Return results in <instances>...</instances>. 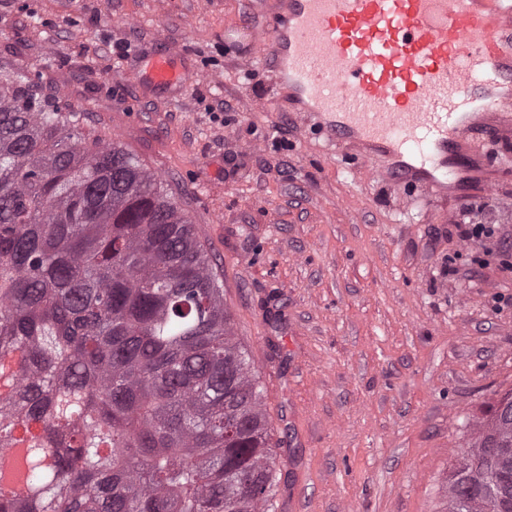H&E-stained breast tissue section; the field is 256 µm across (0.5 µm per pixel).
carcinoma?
I'll return each instance as SVG.
<instances>
[{
  "mask_svg": "<svg viewBox=\"0 0 512 512\" xmlns=\"http://www.w3.org/2000/svg\"><path fill=\"white\" fill-rule=\"evenodd\" d=\"M0 512H274L277 461L221 274L117 141L0 71ZM512 392L457 462L446 512H512Z\"/></svg>",
  "mask_w": 512,
  "mask_h": 512,
  "instance_id": "carcinoma-1",
  "label": "carcinoma"
}]
</instances>
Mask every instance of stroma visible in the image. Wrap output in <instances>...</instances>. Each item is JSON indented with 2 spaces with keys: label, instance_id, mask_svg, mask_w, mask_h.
<instances>
[{
  "label": "stroma",
  "instance_id": "35a3bbf8",
  "mask_svg": "<svg viewBox=\"0 0 512 512\" xmlns=\"http://www.w3.org/2000/svg\"><path fill=\"white\" fill-rule=\"evenodd\" d=\"M264 2L0 0V70L119 140L210 249L282 464L275 512H444L458 456L512 392V168L436 198L260 108L269 81L227 36ZM162 41L196 71L177 101L124 73ZM470 205L499 227L481 249L452 223Z\"/></svg>",
  "mask_w": 512,
  "mask_h": 512
}]
</instances>
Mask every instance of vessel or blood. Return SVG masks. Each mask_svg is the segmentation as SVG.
<instances>
[{
    "instance_id": "1",
    "label": "vessel or blood",
    "mask_w": 512,
    "mask_h": 512,
    "mask_svg": "<svg viewBox=\"0 0 512 512\" xmlns=\"http://www.w3.org/2000/svg\"><path fill=\"white\" fill-rule=\"evenodd\" d=\"M243 34L270 104L362 162L387 158L394 185L446 194L487 168L475 137L512 138V0H272L266 25ZM126 72L172 100L195 77L172 44Z\"/></svg>"
}]
</instances>
